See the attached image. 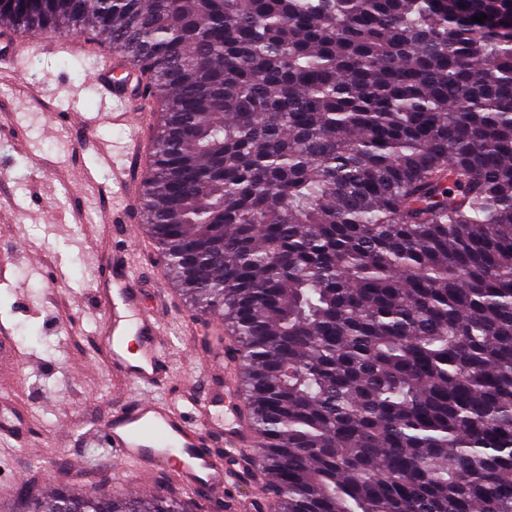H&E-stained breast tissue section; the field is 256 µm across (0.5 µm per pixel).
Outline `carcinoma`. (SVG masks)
I'll list each match as a JSON object with an SVG mask.
<instances>
[{
  "label": "carcinoma",
  "instance_id": "carcinoma-1",
  "mask_svg": "<svg viewBox=\"0 0 512 512\" xmlns=\"http://www.w3.org/2000/svg\"><path fill=\"white\" fill-rule=\"evenodd\" d=\"M31 25L157 104L145 223L224 315L274 512H512V0H0ZM198 497L63 473L0 512Z\"/></svg>",
  "mask_w": 512,
  "mask_h": 512
}]
</instances>
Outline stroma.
Here are the masks:
<instances>
[{"instance_id":"obj_1","label":"stroma","mask_w":512,"mask_h":512,"mask_svg":"<svg viewBox=\"0 0 512 512\" xmlns=\"http://www.w3.org/2000/svg\"><path fill=\"white\" fill-rule=\"evenodd\" d=\"M45 38L38 72L0 62V410L13 430L0 439V497L23 480L53 489L61 470L80 486L109 493V449L86 439L117 403V382L96 355L101 321L93 279L113 252L124 253L147 294L163 305L172 380L164 396L202 386L201 365L182 360L193 343L230 344L219 314L198 315L176 293L151 239L128 237L142 221L103 174L130 171L140 185L146 164L127 146L135 134L153 144L155 127L116 125L87 75L76 74Z\"/></svg>"}]
</instances>
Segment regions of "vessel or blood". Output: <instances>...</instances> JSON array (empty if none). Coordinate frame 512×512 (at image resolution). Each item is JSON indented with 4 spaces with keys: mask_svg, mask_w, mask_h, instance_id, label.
Returning <instances> with one entry per match:
<instances>
[{
    "mask_svg": "<svg viewBox=\"0 0 512 512\" xmlns=\"http://www.w3.org/2000/svg\"><path fill=\"white\" fill-rule=\"evenodd\" d=\"M91 81L102 97L117 107L113 122L127 124L123 112L135 103L142 82L118 57L92 72ZM146 289L120 252L112 266L98 274L94 300L102 314L97 354L119 385L136 388V396L117 404L99 434L111 448L118 469L133 465L138 475L167 474L179 485L234 504V512H270L261 490L238 498L244 473L237 449L254 447L256 435L241 420L242 393L220 356L204 358L207 370L202 392L178 400H159L153 388L169 380V350L163 338L159 306L149 304Z\"/></svg>",
    "mask_w": 512,
    "mask_h": 512,
    "instance_id": "obj_1",
    "label": "vessel or blood"
}]
</instances>
